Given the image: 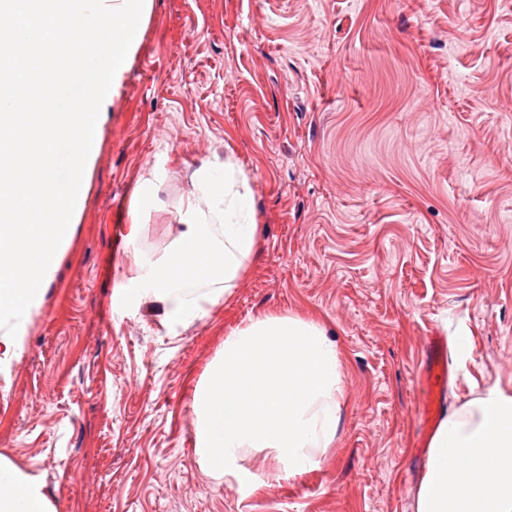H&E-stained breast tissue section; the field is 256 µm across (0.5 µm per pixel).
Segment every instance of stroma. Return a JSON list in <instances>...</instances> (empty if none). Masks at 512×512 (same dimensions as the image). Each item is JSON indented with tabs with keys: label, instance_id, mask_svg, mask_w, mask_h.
I'll return each instance as SVG.
<instances>
[{
	"label": "stroma",
	"instance_id": "35a3bbf8",
	"mask_svg": "<svg viewBox=\"0 0 512 512\" xmlns=\"http://www.w3.org/2000/svg\"><path fill=\"white\" fill-rule=\"evenodd\" d=\"M250 179L259 254L185 330L127 307L136 243L161 256L193 170ZM264 313L320 321L343 354L334 448L254 486L193 449V392ZM465 337L443 400L512 393V0H152L112 97L70 249L0 374V456L56 512H415L429 436L425 338ZM162 174L154 169L150 177L145 179L138 187L132 201V223L129 224L126 240L128 244H134L140 237L142 229V218L150 210L156 201L158 183L161 182Z\"/></svg>",
	"mask_w": 512,
	"mask_h": 512
}]
</instances>
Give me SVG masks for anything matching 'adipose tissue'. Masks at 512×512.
<instances>
[{"label": "adipose tissue", "mask_w": 512, "mask_h": 512, "mask_svg": "<svg viewBox=\"0 0 512 512\" xmlns=\"http://www.w3.org/2000/svg\"><path fill=\"white\" fill-rule=\"evenodd\" d=\"M177 235L159 258L133 249L127 305L161 306L187 327L233 294L256 256L259 226L247 175L234 163L203 166L176 207ZM344 399L342 355L324 327L263 314L232 329L191 403L194 450L216 476L252 484L242 462L264 453L302 473L332 447ZM0 512H55L40 476L0 456ZM415 512H512V394L485 388L445 416L432 435Z\"/></svg>", "instance_id": "1"}]
</instances>
